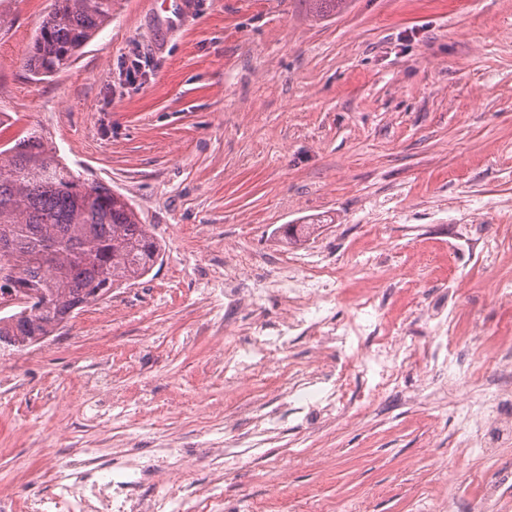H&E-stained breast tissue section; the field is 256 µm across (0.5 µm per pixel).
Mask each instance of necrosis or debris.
Instances as JSON below:
<instances>
[{
    "mask_svg": "<svg viewBox=\"0 0 512 512\" xmlns=\"http://www.w3.org/2000/svg\"><path fill=\"white\" fill-rule=\"evenodd\" d=\"M357 271L354 265L336 268L314 264L305 277H282L276 293L284 299L289 315L255 330L244 346L225 352V386H233L241 378L252 384L266 380L278 367L279 356L292 337L307 334L315 337L318 346L330 345L351 351L356 341L368 336L374 347L363 356V369L377 372L378 378L366 395L353 401L345 400L351 373L346 363L337 366L328 377L321 369L309 365L289 367L282 390L301 413L314 410L331 415L344 408L356 417L368 414L377 402L395 390L401 373L412 359L413 350L402 338L391 335L382 320L383 303L373 289H366L353 303L347 322H337L335 295L329 284L354 277ZM430 320L438 338L432 362L437 371L443 372L446 382H453L466 371L475 375L501 369L502 363L493 352L483 353L477 366L464 367L455 360L448 346L450 330L444 310L432 312ZM504 402H512V384L499 388L492 399L472 400L467 405L469 415L478 423L480 435L487 438L479 449L481 455L493 456L497 443L512 440V418L499 412ZM141 480L139 466L112 468L96 465L90 458L82 459L77 469L68 474L57 505L65 512H88L91 500L95 499L100 504L99 512H165L166 497L137 495Z\"/></svg>",
    "mask_w": 512,
    "mask_h": 512,
    "instance_id": "necrosis-or-debris-1",
    "label": "necrosis or debris"
}]
</instances>
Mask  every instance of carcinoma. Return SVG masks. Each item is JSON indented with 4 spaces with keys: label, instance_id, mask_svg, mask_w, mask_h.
I'll return each instance as SVG.
<instances>
[{
    "label": "carcinoma",
    "instance_id": "carcinoma-1",
    "mask_svg": "<svg viewBox=\"0 0 512 512\" xmlns=\"http://www.w3.org/2000/svg\"><path fill=\"white\" fill-rule=\"evenodd\" d=\"M117 0H55L21 59L49 77L111 20ZM162 254L132 200L74 171L34 128L0 147V277L35 298L0 316V348L38 343L75 310L139 280Z\"/></svg>",
    "mask_w": 512,
    "mask_h": 512
}]
</instances>
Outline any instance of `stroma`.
<instances>
[{
	"label": "stroma",
	"mask_w": 512,
	"mask_h": 512,
	"mask_svg": "<svg viewBox=\"0 0 512 512\" xmlns=\"http://www.w3.org/2000/svg\"><path fill=\"white\" fill-rule=\"evenodd\" d=\"M169 22L162 0H118L112 20L65 69L37 80L20 66L54 0L0 5V142L41 126L79 173L135 202L164 243L144 278L75 312L29 348L0 350V496L32 512L54 492L72 449L138 465L186 448L197 498L252 512H425L448 498L466 512L482 483L512 472L456 459L473 389L408 371L371 414L288 412L279 378L224 385V349L283 313L277 300L224 327V261L246 254L239 287L299 267L358 264L337 286L336 317L378 289L388 324L429 349L424 312L454 310L453 342L473 361L501 349L512 300V0H194ZM138 73H130L132 60ZM285 224H313L286 245ZM414 286L400 292L401 283ZM277 411L278 433L253 455L217 456L225 436Z\"/></svg>",
	"instance_id": "35a3bbf8"
}]
</instances>
